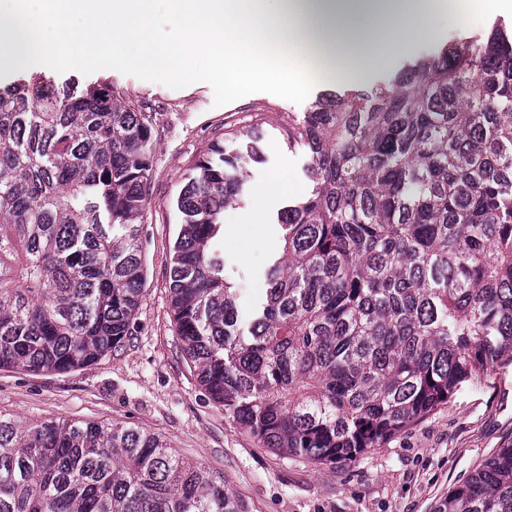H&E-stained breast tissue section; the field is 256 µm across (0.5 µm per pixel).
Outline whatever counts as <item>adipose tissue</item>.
<instances>
[{"label": "adipose tissue", "mask_w": 512, "mask_h": 512, "mask_svg": "<svg viewBox=\"0 0 512 512\" xmlns=\"http://www.w3.org/2000/svg\"><path fill=\"white\" fill-rule=\"evenodd\" d=\"M0 0V49L24 52L30 40L53 43L58 61L76 57L95 69L131 37L146 47L141 67L163 71L208 55L220 75L218 90H241L259 79L299 83L283 59L308 56L327 79H354L392 62L418 41L433 37L430 17L442 10L512 14V0H168L183 22L180 52L155 43L147 17L154 0ZM370 14V24L350 20ZM81 28H73V18Z\"/></svg>", "instance_id": "adipose-tissue-1"}]
</instances>
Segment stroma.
<instances>
[{
  "mask_svg": "<svg viewBox=\"0 0 512 512\" xmlns=\"http://www.w3.org/2000/svg\"><path fill=\"white\" fill-rule=\"evenodd\" d=\"M431 24L435 37L418 42L414 53L454 36L476 39L496 26L511 30L512 18L438 13ZM141 52L129 39L116 47L113 64L92 71L79 60L61 65L52 56L39 68L59 86L110 87L121 102L152 116L155 154L142 223L146 279L133 334L122 349L67 373L0 370V414L24 424L120 423L158 434L179 457L223 476L243 512H436L450 489L497 449L512 446V360L464 383L447 404L352 463L322 465L267 448L210 398L187 364L169 296L179 231L175 203L213 143L233 149V132L261 124L263 160L243 163L240 200L225 209L223 221H256L268 235L215 244L224 278L238 290L239 314L248 318L263 298L270 260L282 253L278 216L310 186L309 154L289 144L288 117L307 111L324 87L313 80L299 90L259 81L244 95H222L206 58L155 73L137 63ZM276 175L287 176L288 193L263 199V186Z\"/></svg>",
  "mask_w": 512,
  "mask_h": 512,
  "instance_id": "obj_1",
  "label": "stroma"
}]
</instances>
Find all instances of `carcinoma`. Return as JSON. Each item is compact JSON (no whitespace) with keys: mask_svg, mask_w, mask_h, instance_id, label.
Listing matches in <instances>:
<instances>
[{"mask_svg":"<svg viewBox=\"0 0 512 512\" xmlns=\"http://www.w3.org/2000/svg\"><path fill=\"white\" fill-rule=\"evenodd\" d=\"M153 132L108 88L0 87V368L64 373L126 345ZM235 139L177 198L169 290L200 383L266 447L347 464L512 352V34L450 40L289 117L311 187L246 328L213 244L262 127ZM0 512L240 508L153 433L0 415ZM436 512H512V446Z\"/></svg>","mask_w":512,"mask_h":512,"instance_id":"obj_1","label":"carcinoma"}]
</instances>
